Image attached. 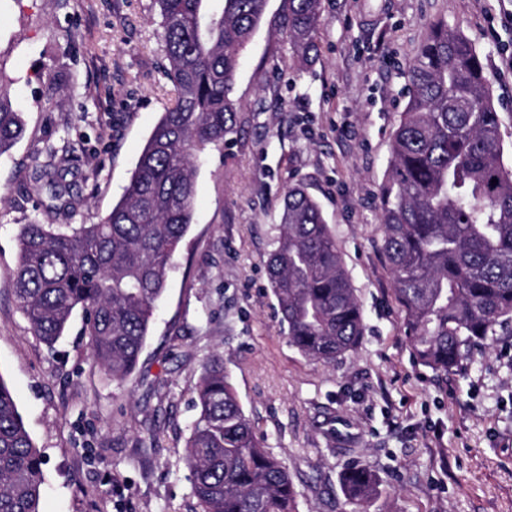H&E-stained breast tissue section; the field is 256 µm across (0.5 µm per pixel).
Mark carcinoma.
<instances>
[{
  "instance_id": "carcinoma-1",
  "label": "carcinoma",
  "mask_w": 512,
  "mask_h": 512,
  "mask_svg": "<svg viewBox=\"0 0 512 512\" xmlns=\"http://www.w3.org/2000/svg\"><path fill=\"white\" fill-rule=\"evenodd\" d=\"M203 2L156 0L175 99L122 199L99 224L36 218L20 235L13 288L35 335L54 344L82 309L93 359L118 386L139 362L191 225L193 157L236 129L230 94L266 6L222 0L210 13ZM320 9L321 0H288L285 31L306 63L315 57ZM406 77L382 187V252L416 361L446 375L498 332H512V168L482 58L465 36L433 23ZM23 133L22 112L0 88V156ZM266 270L290 346L326 364L358 347L361 303L321 207L301 183L284 194ZM194 406L180 461L199 512H297L293 479L244 414L221 355L201 363ZM45 465L0 377V512H41ZM342 489L348 501L366 502L378 493L377 475L352 464Z\"/></svg>"
}]
</instances>
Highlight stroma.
Returning a JSON list of instances; mask_svg holds the SVG:
<instances>
[{
    "instance_id": "35a3bbf8",
    "label": "stroma",
    "mask_w": 512,
    "mask_h": 512,
    "mask_svg": "<svg viewBox=\"0 0 512 512\" xmlns=\"http://www.w3.org/2000/svg\"><path fill=\"white\" fill-rule=\"evenodd\" d=\"M286 11L267 0L241 52L237 131L197 160L192 224L119 387L93 360L84 313L47 347L12 279L20 231L47 198L37 167L63 171L74 206L49 223H100L122 197L173 98L158 7L0 0V86L26 123L0 155V377L48 460L41 512H196L178 458L214 352L288 468L298 512H512V334L445 376L417 365L380 223L405 72L431 21L481 54L512 163V0H322L310 67L283 29ZM66 28L72 41L56 36ZM296 183L320 204L364 313L361 345L331 365L289 346L265 271ZM353 460L379 478L361 505L340 488Z\"/></svg>"
}]
</instances>
